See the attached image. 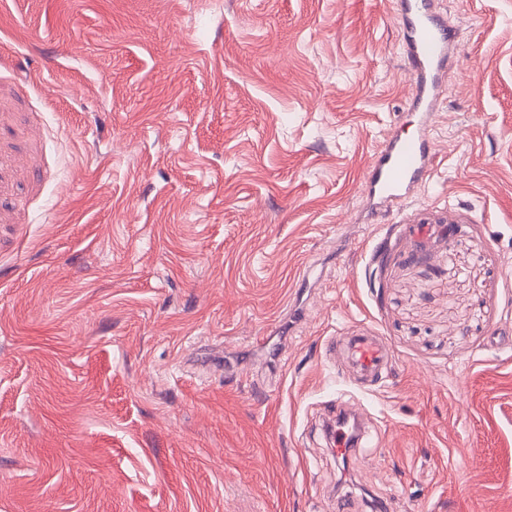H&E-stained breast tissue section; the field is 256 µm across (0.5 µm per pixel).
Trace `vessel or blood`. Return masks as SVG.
I'll use <instances>...</instances> for the list:
<instances>
[{
  "label": "vessel or blood",
  "mask_w": 512,
  "mask_h": 512,
  "mask_svg": "<svg viewBox=\"0 0 512 512\" xmlns=\"http://www.w3.org/2000/svg\"><path fill=\"white\" fill-rule=\"evenodd\" d=\"M401 11L413 80L411 109L419 117V130L412 136H389L373 157L365 189L380 205L409 200L431 173L436 145L430 131L454 47L453 28L435 0H401ZM324 351L346 361L362 388L385 381L393 371L392 350L377 333L329 337ZM330 414L335 420L329 437L334 453L340 458L356 456L362 446V435L355 427L358 409L339 398Z\"/></svg>",
  "instance_id": "obj_1"
}]
</instances>
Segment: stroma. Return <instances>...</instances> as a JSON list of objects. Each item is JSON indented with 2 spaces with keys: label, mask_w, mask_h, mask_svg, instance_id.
<instances>
[{
  "label": "stroma",
  "mask_w": 512,
  "mask_h": 512,
  "mask_svg": "<svg viewBox=\"0 0 512 512\" xmlns=\"http://www.w3.org/2000/svg\"><path fill=\"white\" fill-rule=\"evenodd\" d=\"M397 2L0 0V512H512V0H441L434 169L378 209ZM326 355L346 361L360 388L385 381L394 367L392 350L378 333L331 336L324 342ZM330 415L336 420L329 437L330 446L338 459L345 457L349 461L363 446V436L355 427L356 419L360 418L359 410L342 397H337Z\"/></svg>",
  "instance_id": "obj_1"
}]
</instances>
